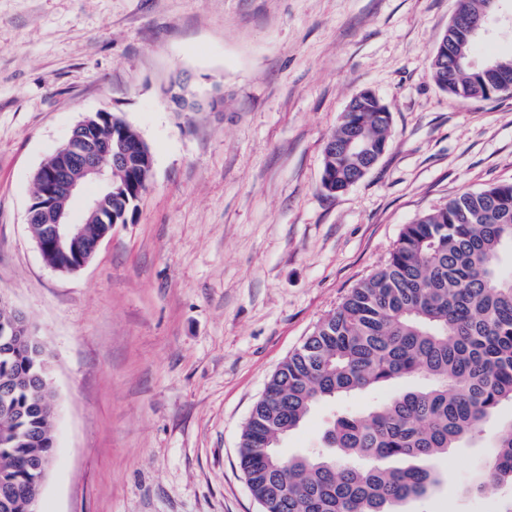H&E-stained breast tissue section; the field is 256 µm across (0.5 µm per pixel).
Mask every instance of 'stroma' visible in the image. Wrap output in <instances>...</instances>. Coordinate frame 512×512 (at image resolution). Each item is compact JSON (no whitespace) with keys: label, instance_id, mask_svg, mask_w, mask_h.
I'll return each mask as SVG.
<instances>
[{"label":"stroma","instance_id":"stroma-1","mask_svg":"<svg viewBox=\"0 0 512 512\" xmlns=\"http://www.w3.org/2000/svg\"><path fill=\"white\" fill-rule=\"evenodd\" d=\"M457 0H0V294L50 355L56 462L39 512H260L241 431L279 364L386 262L404 224L512 180V96L462 100L428 61ZM217 110L180 112L175 78ZM392 115L367 176L331 194L323 146L351 95ZM149 146V190L75 273L26 221L41 164L95 112ZM318 405L283 442L319 444ZM481 449L407 512L466 497Z\"/></svg>","mask_w":512,"mask_h":512}]
</instances>
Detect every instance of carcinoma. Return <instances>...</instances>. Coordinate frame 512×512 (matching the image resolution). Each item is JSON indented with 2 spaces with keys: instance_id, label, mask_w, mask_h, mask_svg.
<instances>
[{
  "instance_id": "carcinoma-1",
  "label": "carcinoma",
  "mask_w": 512,
  "mask_h": 512,
  "mask_svg": "<svg viewBox=\"0 0 512 512\" xmlns=\"http://www.w3.org/2000/svg\"><path fill=\"white\" fill-rule=\"evenodd\" d=\"M490 79L454 73L467 98L498 96L512 82V55L491 60ZM103 136L140 140L119 115L86 117ZM388 107L369 98L345 112L323 148V186L344 187L366 157L387 149ZM356 137L365 150L346 148ZM147 144L112 170V217L133 215L151 181ZM89 240L108 225L87 212ZM42 342L22 337L0 351V512H23L31 472L54 455L52 392L38 383ZM398 382L409 386L361 414L343 413L323 435L325 452L282 457L270 440L298 429L316 405ZM512 182L463 191L404 225L383 267L352 288L271 375L241 433L239 466L263 512H401L441 487L451 448H481L461 488L502 491L512 512Z\"/></svg>"
}]
</instances>
